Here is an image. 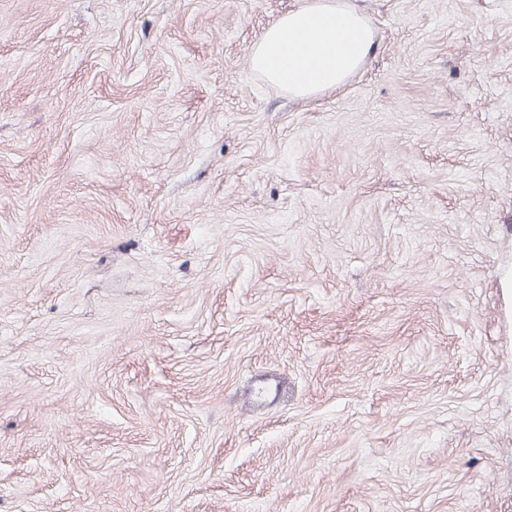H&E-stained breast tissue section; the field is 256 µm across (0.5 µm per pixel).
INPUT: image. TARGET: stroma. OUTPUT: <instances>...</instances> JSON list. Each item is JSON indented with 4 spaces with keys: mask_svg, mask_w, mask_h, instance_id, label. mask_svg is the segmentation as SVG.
<instances>
[{
    "mask_svg": "<svg viewBox=\"0 0 512 512\" xmlns=\"http://www.w3.org/2000/svg\"><path fill=\"white\" fill-rule=\"evenodd\" d=\"M0 0V512H512V0ZM266 28L249 66L293 97L334 89L371 54L375 33L362 13L343 0H304Z\"/></svg>",
    "mask_w": 512,
    "mask_h": 512,
    "instance_id": "stroma-1",
    "label": "stroma"
}]
</instances>
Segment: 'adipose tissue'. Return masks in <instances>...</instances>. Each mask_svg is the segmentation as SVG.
Instances as JSON below:
<instances>
[{"label":"adipose tissue","mask_w":512,"mask_h":512,"mask_svg":"<svg viewBox=\"0 0 512 512\" xmlns=\"http://www.w3.org/2000/svg\"><path fill=\"white\" fill-rule=\"evenodd\" d=\"M375 33L349 0H305L266 28L249 66L294 97L334 89L371 54Z\"/></svg>","instance_id":"adipose-tissue-1"}]
</instances>
